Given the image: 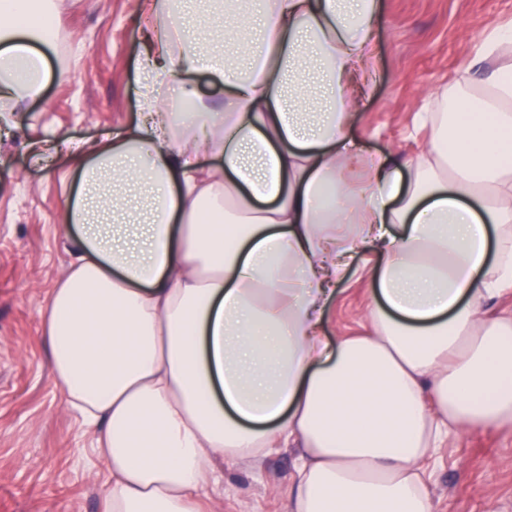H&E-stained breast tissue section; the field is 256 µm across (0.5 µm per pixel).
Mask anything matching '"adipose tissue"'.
I'll return each mask as SVG.
<instances>
[{
	"label": "adipose tissue",
	"instance_id": "1",
	"mask_svg": "<svg viewBox=\"0 0 512 512\" xmlns=\"http://www.w3.org/2000/svg\"><path fill=\"white\" fill-rule=\"evenodd\" d=\"M150 0L139 116L92 150L59 218L74 249L41 311L66 409L96 437L103 512H213L227 460L293 448L291 512H434L448 434L512 424V23L479 40L452 136L358 149L381 0ZM30 0H0V121L48 76ZM231 56L216 51L223 39ZM224 85L223 103L194 77ZM378 244L367 336L323 324Z\"/></svg>",
	"mask_w": 512,
	"mask_h": 512
}]
</instances>
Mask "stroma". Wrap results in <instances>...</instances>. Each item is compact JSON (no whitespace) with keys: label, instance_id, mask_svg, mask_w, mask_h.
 Returning a JSON list of instances; mask_svg holds the SVG:
<instances>
[{"label":"stroma","instance_id":"1","mask_svg":"<svg viewBox=\"0 0 512 512\" xmlns=\"http://www.w3.org/2000/svg\"><path fill=\"white\" fill-rule=\"evenodd\" d=\"M373 35L378 69L351 133L365 149L421 153L415 122L426 91L455 87L476 37L512 20V0H381ZM144 0H54L52 73L0 132V512H101L104 469L93 439L67 411L49 362L40 310L73 260L59 221L71 186L66 143L93 144L137 120L134 57ZM366 246L338 285L326 332L368 330L378 298ZM296 453L280 448L260 466L224 465L223 512H285ZM436 512H512V426L452 433L430 486Z\"/></svg>","mask_w":512,"mask_h":512}]
</instances>
